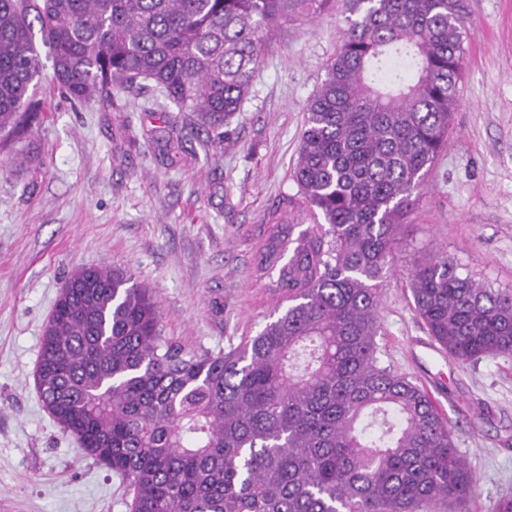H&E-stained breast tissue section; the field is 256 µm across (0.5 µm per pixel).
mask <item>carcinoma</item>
Masks as SVG:
<instances>
[{"label": "carcinoma", "mask_w": 512, "mask_h": 512, "mask_svg": "<svg viewBox=\"0 0 512 512\" xmlns=\"http://www.w3.org/2000/svg\"><path fill=\"white\" fill-rule=\"evenodd\" d=\"M333 0H0V144L52 81L80 104L144 80L224 141L263 42ZM462 0H348L307 105L256 282L288 306L227 352L163 334L150 290L101 264L75 271L45 325L42 403L125 483L127 512H443L477 486L430 394L384 364L381 282L401 226L448 146L464 58ZM314 223L305 225L307 219ZM416 316L464 364L512 356V292L444 253L411 262Z\"/></svg>", "instance_id": "cac0c4a2"}]
</instances>
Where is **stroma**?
Returning <instances> with one entry per match:
<instances>
[{
	"label": "stroma",
	"instance_id": "35a3bbf8",
	"mask_svg": "<svg viewBox=\"0 0 512 512\" xmlns=\"http://www.w3.org/2000/svg\"><path fill=\"white\" fill-rule=\"evenodd\" d=\"M465 71L448 147L404 220L382 287L384 364L436 400L476 476L465 512L512 497V357L463 364L416 318L406 269L438 250L512 290V0H465ZM346 0L278 27L251 93L217 147L148 88L111 106L70 102L44 60L38 122L0 150V512H126L125 485L81 452L34 383L42 334L67 278L102 263L151 288L163 332L195 351L256 336L280 298L256 285L257 250L285 196L309 99L335 54ZM178 118L180 159L149 137Z\"/></svg>",
	"mask_w": 512,
	"mask_h": 512
}]
</instances>
